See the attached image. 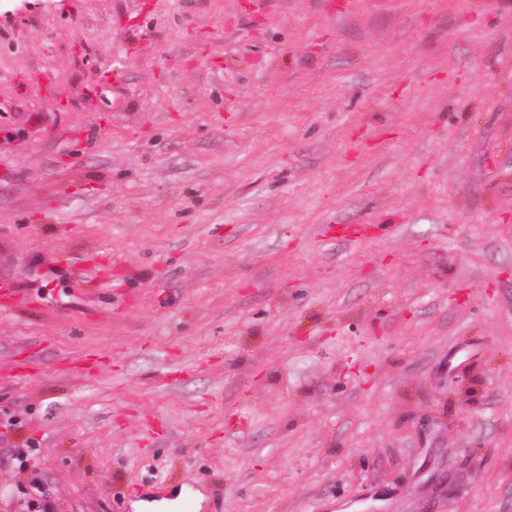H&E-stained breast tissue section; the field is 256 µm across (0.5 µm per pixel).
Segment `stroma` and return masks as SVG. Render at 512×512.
<instances>
[{
	"mask_svg": "<svg viewBox=\"0 0 512 512\" xmlns=\"http://www.w3.org/2000/svg\"><path fill=\"white\" fill-rule=\"evenodd\" d=\"M34 483L512 512V0H0V512Z\"/></svg>",
	"mask_w": 512,
	"mask_h": 512,
	"instance_id": "obj_1",
	"label": "stroma"
}]
</instances>
